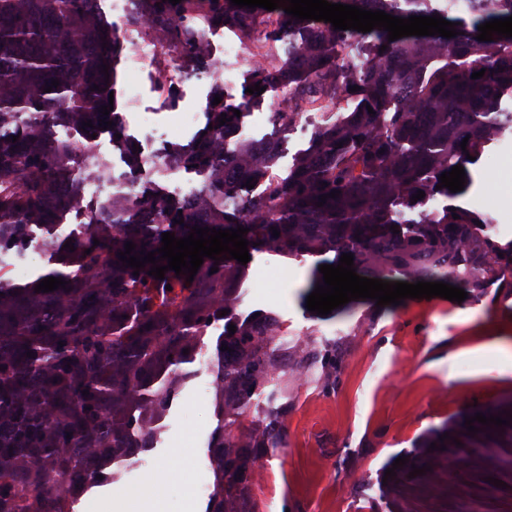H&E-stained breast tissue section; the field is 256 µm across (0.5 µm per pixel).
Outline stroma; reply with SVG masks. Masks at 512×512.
Segmentation results:
<instances>
[{
  "instance_id": "35a3bbf8",
  "label": "stroma",
  "mask_w": 512,
  "mask_h": 512,
  "mask_svg": "<svg viewBox=\"0 0 512 512\" xmlns=\"http://www.w3.org/2000/svg\"><path fill=\"white\" fill-rule=\"evenodd\" d=\"M235 64L242 75L235 87L215 78L168 91L158 68L122 53L114 91L128 144L122 151L102 146L114 177L129 172L136 143L159 140L177 113L201 108L218 94L244 104L257 137L266 138L281 109L278 95L250 94L252 56ZM132 81L139 86L133 106L126 97ZM135 109L154 113L155 126L135 129ZM468 171L466 190L442 197V205L469 210L481 201L497 217L499 242L511 244L512 150L488 146ZM331 261L328 254L252 250L226 292L228 301L242 297L246 305L228 312L227 323L300 330L305 349L272 352V368L242 405L220 402L211 369L198 362L169 372L174 394L152 422L154 439L145 450L152 466L134 472L130 458H121L112 466L111 484L86 492L77 512H128L151 492L177 448L187 451L180 467L189 483L216 481L208 460L211 440L240 418L260 430L274 425L276 437L240 448L242 462L264 477L234 489L229 512H401L398 481L411 467L426 466L431 443L448 432L454 440L445 453L457 462L443 477L447 493L421 503L419 512H464L468 506L512 512V428L484 426L472 436L465 428L470 416L512 412V299L492 285L460 303L436 296L380 307L360 298L321 316L308 311L306 300L321 277L320 265ZM330 352L335 362H327ZM399 457L407 465L395 467ZM390 468L395 477H386Z\"/></svg>"
}]
</instances>
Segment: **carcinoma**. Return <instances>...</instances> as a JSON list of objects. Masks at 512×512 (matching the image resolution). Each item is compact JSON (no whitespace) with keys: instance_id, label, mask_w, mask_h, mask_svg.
Masks as SVG:
<instances>
[{"instance_id":"cac0c4a2","label":"carcinoma","mask_w":512,"mask_h":512,"mask_svg":"<svg viewBox=\"0 0 512 512\" xmlns=\"http://www.w3.org/2000/svg\"><path fill=\"white\" fill-rule=\"evenodd\" d=\"M137 2L140 17L180 50L188 67L201 64L198 38L208 26L229 24L248 36L258 21L288 22L302 40L299 59L259 67L254 83L288 82L292 107L359 102L343 121L315 132L308 153L283 179L270 176L277 153L268 145L259 155L233 147L236 171L224 174L216 144L230 135L240 106L224 100L210 106L212 129L196 145L169 152L183 168L209 173L204 197L179 205L157 192L112 200L97 223L77 225L73 257L48 273L66 288L37 293L0 282V512H74L76 495L111 481L112 463L151 440L148 422L168 404L163 368L188 362L183 350L193 351L208 319L224 310L235 261L213 274L203 264L190 283L173 270L157 279L148 274L150 263L136 276L120 261L129 241L138 255L158 250L165 232L180 239L197 224L241 225L249 229L244 238L261 247L351 253L356 272L370 278L512 288V245L494 239L483 227L487 220L460 208L406 215L420 190L452 195L436 189L441 174L467 167V156L478 157L497 129L512 130V111L499 107L503 96H512V38L476 39L479 25L512 16V0H345L406 19L438 15L459 32L395 41L383 29L336 30L322 20H296L282 8L260 13L230 0ZM357 43L367 51L350 62L342 47ZM122 50L123 39L97 0H0V128L11 126L18 136H0V251L27 247L29 225L48 228L71 210L73 148L51 125L110 121L112 134L123 133L117 112L102 114ZM481 70L483 77L471 78ZM53 80L59 85L51 86ZM249 179L268 183V193L243 213L228 211L224 196ZM334 190L339 196L316 206ZM178 217L184 223H175ZM255 336L254 329L231 335V352L215 370L219 394L228 388L244 396L256 386L266 356ZM64 338L72 348L60 346ZM85 390L96 394L92 413ZM130 390L140 396L128 402ZM64 422L72 434L60 452ZM235 447L231 434L215 439L218 480L209 512H224V495L234 487L224 472V449ZM32 456L40 459L36 467L28 465ZM63 484L67 492L60 494Z\"/></svg>"}]
</instances>
